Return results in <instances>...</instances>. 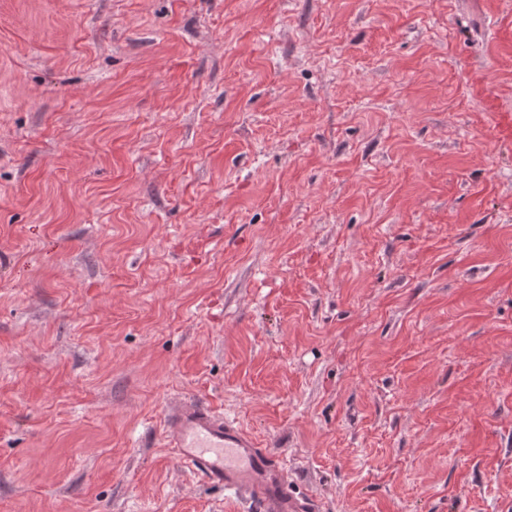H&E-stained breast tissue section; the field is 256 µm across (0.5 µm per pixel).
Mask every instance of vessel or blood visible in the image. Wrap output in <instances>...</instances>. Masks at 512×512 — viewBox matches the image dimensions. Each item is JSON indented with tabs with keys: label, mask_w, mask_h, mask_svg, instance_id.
<instances>
[{
	"label": "vessel or blood",
	"mask_w": 512,
	"mask_h": 512,
	"mask_svg": "<svg viewBox=\"0 0 512 512\" xmlns=\"http://www.w3.org/2000/svg\"><path fill=\"white\" fill-rule=\"evenodd\" d=\"M162 426L182 464L201 481L243 496L253 512H315L308 500L292 494L283 460L207 404L172 400Z\"/></svg>",
	"instance_id": "vessel-or-blood-1"
}]
</instances>
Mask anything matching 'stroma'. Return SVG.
<instances>
[{
  "instance_id": "1",
  "label": "stroma",
  "mask_w": 512,
  "mask_h": 512,
  "mask_svg": "<svg viewBox=\"0 0 512 512\" xmlns=\"http://www.w3.org/2000/svg\"><path fill=\"white\" fill-rule=\"evenodd\" d=\"M512 503V0H0V512ZM163 431L177 459L201 481L243 496L254 512H315L290 491L283 460L234 420L193 399L170 401Z\"/></svg>"
}]
</instances>
